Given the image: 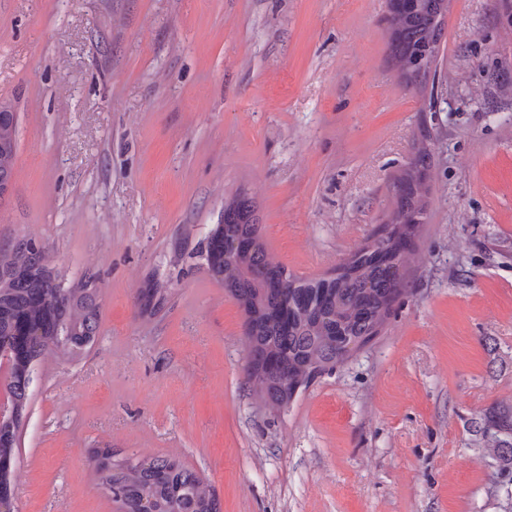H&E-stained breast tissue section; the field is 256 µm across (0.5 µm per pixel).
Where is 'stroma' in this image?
Here are the masks:
<instances>
[{"label": "stroma", "instance_id": "35a3bbf8", "mask_svg": "<svg viewBox=\"0 0 512 512\" xmlns=\"http://www.w3.org/2000/svg\"><path fill=\"white\" fill-rule=\"evenodd\" d=\"M387 3L0 0V248L45 244L102 299L94 344L38 363L18 512H119L94 448L177 457L221 512H512L471 426L512 407V0H448L416 85ZM422 151L418 257L379 334L266 403L196 248L241 194L274 262L326 277L389 223ZM151 284L166 300L144 315ZM0 142L5 140L8 147L6 150L0 148V183L6 184L14 174L13 169V148L17 127V116L10 106L0 102Z\"/></svg>", "mask_w": 512, "mask_h": 512}]
</instances>
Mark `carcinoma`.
I'll list each match as a JSON object with an SVG mask.
<instances>
[{
    "mask_svg": "<svg viewBox=\"0 0 512 512\" xmlns=\"http://www.w3.org/2000/svg\"><path fill=\"white\" fill-rule=\"evenodd\" d=\"M447 0H415L390 11L391 57L401 76L424 79L443 35ZM17 116H0V183L14 174L13 148ZM428 155L419 153L397 185L398 205L392 223L381 226L371 243L330 278L307 279L272 262L260 241L252 205L243 197L224 206L217 226L197 252L210 275L244 307L249 381L271 405L282 407L323 372L344 362L378 333L393 302L403 292L405 266L412 259L415 232L425 214L421 177ZM232 241L243 250L226 247ZM164 299L163 289L145 288L139 303L147 311ZM101 309L98 276L86 272L78 283L63 285L47 260L45 247L21 239L0 259V349L20 342L11 361L13 419L0 421V496L14 490L18 433L29 406V364L50 352L67 358L94 343ZM478 443L493 446V484L512 483V409L478 423ZM88 465L98 488L122 506L140 512H220L219 503L198 472L173 457L136 461L112 459V451L95 450Z\"/></svg>",
    "mask_w": 512,
    "mask_h": 512,
    "instance_id": "carcinoma-1",
    "label": "carcinoma"
}]
</instances>
